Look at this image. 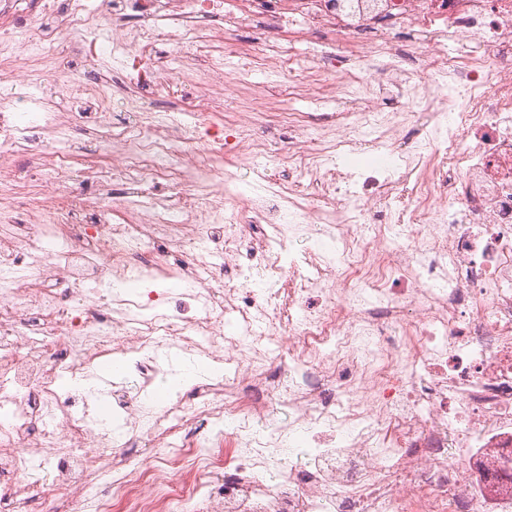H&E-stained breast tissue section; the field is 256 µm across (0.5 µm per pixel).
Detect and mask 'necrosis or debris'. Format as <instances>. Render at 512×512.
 Here are the masks:
<instances>
[{
    "label": "necrosis or debris",
    "instance_id": "obj_1",
    "mask_svg": "<svg viewBox=\"0 0 512 512\" xmlns=\"http://www.w3.org/2000/svg\"><path fill=\"white\" fill-rule=\"evenodd\" d=\"M240 27L247 67L301 73L288 98L341 92L349 108L289 116L273 151L256 135L265 88L235 92ZM312 33L327 45L313 62L294 50ZM47 37L115 58L134 119L112 122L98 78L50 66ZM46 82L70 111L0 94V224L24 225L0 236V512L48 495L79 512H512V0H0V84ZM162 97L192 124L169 126ZM268 158L321 204L224 178ZM247 223L276 231L278 249L249 253L274 295L224 283ZM315 227L335 253L284 261ZM172 277L184 291H164ZM163 342L234 372L200 410L113 388L106 429L97 364L133 356L145 392ZM275 403L288 423L260 433ZM134 438L158 465L131 462Z\"/></svg>",
    "mask_w": 512,
    "mask_h": 512
}]
</instances>
